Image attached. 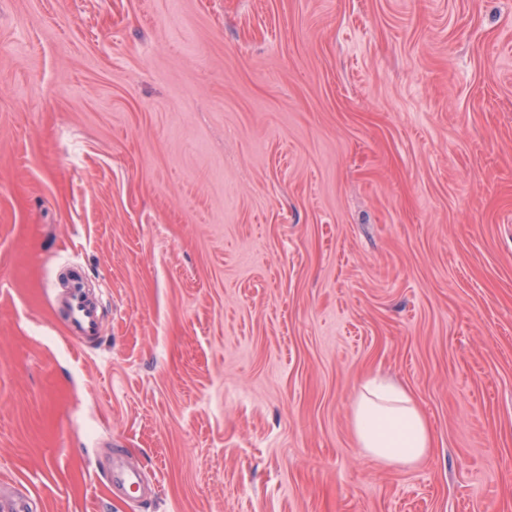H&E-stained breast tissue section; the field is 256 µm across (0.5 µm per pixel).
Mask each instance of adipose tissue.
I'll return each instance as SVG.
<instances>
[{
  "label": "adipose tissue",
  "mask_w": 512,
  "mask_h": 512,
  "mask_svg": "<svg viewBox=\"0 0 512 512\" xmlns=\"http://www.w3.org/2000/svg\"><path fill=\"white\" fill-rule=\"evenodd\" d=\"M352 426L363 453L386 465H416L432 448L427 421L411 393L380 375L363 381Z\"/></svg>",
  "instance_id": "1"
}]
</instances>
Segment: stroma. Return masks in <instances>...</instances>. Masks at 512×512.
<instances>
[{"instance_id":"1","label":"stroma","mask_w":512,"mask_h":512,"mask_svg":"<svg viewBox=\"0 0 512 512\" xmlns=\"http://www.w3.org/2000/svg\"><path fill=\"white\" fill-rule=\"evenodd\" d=\"M87 272L103 331L55 306ZM434 447L358 448L365 377ZM120 448L155 480L98 481ZM512 512V0H0V497ZM99 474L107 481L113 492L117 489L137 501H144L149 497L157 498V487L154 485L149 491L141 471L126 463L118 448H110L107 465Z\"/></svg>"}]
</instances>
